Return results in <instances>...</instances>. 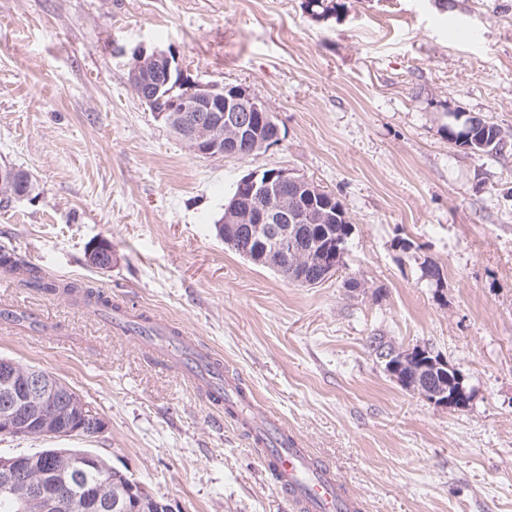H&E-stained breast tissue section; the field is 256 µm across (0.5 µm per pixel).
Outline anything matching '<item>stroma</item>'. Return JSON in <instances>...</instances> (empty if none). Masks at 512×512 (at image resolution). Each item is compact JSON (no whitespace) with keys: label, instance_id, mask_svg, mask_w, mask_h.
I'll use <instances>...</instances> for the list:
<instances>
[{"label":"stroma","instance_id":"35a3bbf8","mask_svg":"<svg viewBox=\"0 0 512 512\" xmlns=\"http://www.w3.org/2000/svg\"><path fill=\"white\" fill-rule=\"evenodd\" d=\"M0 0V251L185 328L339 473L365 512H512V156L449 140L466 115L512 135V0ZM190 79L249 87L281 141L199 157L132 92L135 48ZM290 169L352 232L317 287L215 231L251 172ZM111 243L112 267L86 258ZM438 276H430V268ZM0 357L47 370L105 419L85 448L175 512H293L243 427L67 295L0 272ZM425 347L464 376L461 410L402 388L369 340ZM148 64L165 65L170 70L172 66L171 55L163 50L154 49L148 53L145 48H137L133 53L131 63L129 65V74L132 80L140 77V69ZM16 176L17 184L15 179V172L11 168H0L1 186L7 189H11L12 194L15 198L28 197L30 189H27L26 191L16 190V186L20 189L25 190L29 184L33 185L30 175L23 170L16 169Z\"/></svg>","mask_w":512,"mask_h":512}]
</instances>
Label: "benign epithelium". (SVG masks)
<instances>
[{"instance_id": "benign-epithelium-1", "label": "benign epithelium", "mask_w": 512, "mask_h": 512, "mask_svg": "<svg viewBox=\"0 0 512 512\" xmlns=\"http://www.w3.org/2000/svg\"><path fill=\"white\" fill-rule=\"evenodd\" d=\"M148 64L172 66L171 55L163 50L137 48L129 65L130 78L140 77V69ZM193 95L172 99V106L157 114L173 130L185 135L192 152L200 157L230 155L241 140L255 136L258 129L269 125L274 136L255 140L253 150L270 148L280 141V129L274 115L243 86H224L193 82ZM0 185L12 190L16 198L29 196V191L16 189L15 172L0 168ZM329 196L310 180L288 169H277L265 177L246 175L227 207L226 222L246 224L250 230L272 242L276 259L296 255L301 264L308 263L316 252L312 241L301 238L295 225L314 224L327 215L314 212L316 201ZM88 263L99 269L112 265V245L101 241L87 252ZM375 355L388 369L400 368L407 352L386 343L376 346ZM448 388L428 389L417 381L405 379L403 385L435 405L452 408L468 402L469 393L457 368L449 367ZM106 422L68 385L39 368L24 367L10 358H0V437L17 438L35 431L72 438L79 434L99 435ZM72 478L68 492L52 490L47 479L55 474V465L45 467L43 478L34 481L29 465L22 456L0 457V493L17 499L24 510L34 506L39 512H71L79 506L83 512H141L135 497L113 501L102 489L82 481L93 470L112 477V467L94 455L70 458Z\"/></svg>"}]
</instances>
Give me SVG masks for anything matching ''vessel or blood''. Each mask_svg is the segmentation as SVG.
Instances as JSON below:
<instances>
[{
    "label": "vessel or blood",
    "mask_w": 512,
    "mask_h": 512,
    "mask_svg": "<svg viewBox=\"0 0 512 512\" xmlns=\"http://www.w3.org/2000/svg\"><path fill=\"white\" fill-rule=\"evenodd\" d=\"M179 337L185 349L200 356L187 363L184 373L204 400L220 408L225 395L232 394L253 407V415L241 417L240 423L253 443L264 447V465L296 512H362V501L349 494L333 467L288 430L275 412L261 406L239 376L225 373L223 364L206 353L196 337L184 331Z\"/></svg>",
    "instance_id": "1"
}]
</instances>
